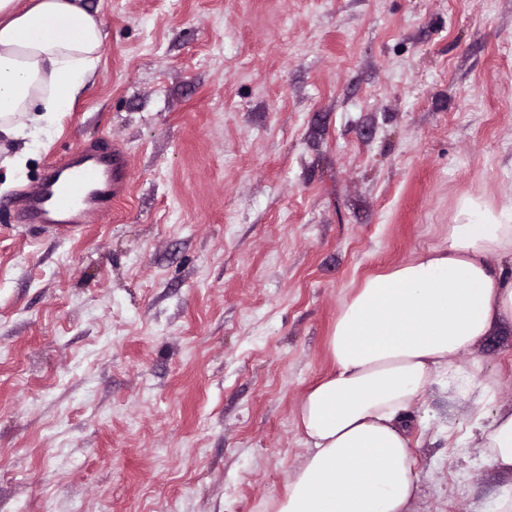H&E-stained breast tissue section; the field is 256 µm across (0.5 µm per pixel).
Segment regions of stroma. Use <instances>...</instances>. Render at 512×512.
Segmentation results:
<instances>
[{
  "label": "stroma",
  "mask_w": 512,
  "mask_h": 512,
  "mask_svg": "<svg viewBox=\"0 0 512 512\" xmlns=\"http://www.w3.org/2000/svg\"><path fill=\"white\" fill-rule=\"evenodd\" d=\"M84 2L81 94L0 133V512H266L344 298L512 187V0ZM101 138L131 163L107 221L14 222ZM500 407L507 327L407 413L411 512H490L512 473L472 431Z\"/></svg>",
  "instance_id": "1"
}]
</instances>
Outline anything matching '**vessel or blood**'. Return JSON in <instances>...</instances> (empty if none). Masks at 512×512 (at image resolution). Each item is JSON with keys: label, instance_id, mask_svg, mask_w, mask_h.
Instances as JSON below:
<instances>
[{"label": "vessel or blood", "instance_id": "1", "mask_svg": "<svg viewBox=\"0 0 512 512\" xmlns=\"http://www.w3.org/2000/svg\"><path fill=\"white\" fill-rule=\"evenodd\" d=\"M130 162L119 150L96 143L77 146L50 163L37 184L14 200L16 221L72 229L110 215L129 188Z\"/></svg>", "mask_w": 512, "mask_h": 512}]
</instances>
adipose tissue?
Masks as SVG:
<instances>
[{"label": "adipose tissue", "mask_w": 512, "mask_h": 512, "mask_svg": "<svg viewBox=\"0 0 512 512\" xmlns=\"http://www.w3.org/2000/svg\"><path fill=\"white\" fill-rule=\"evenodd\" d=\"M82 0H0V117L68 111L103 47ZM512 327V205L462 197L444 245L368 277L340 306L335 372L301 401L310 448L271 512H409L417 488L404 412L494 329ZM489 466L512 472V409L479 424Z\"/></svg>", "instance_id": "obj_1"}]
</instances>
